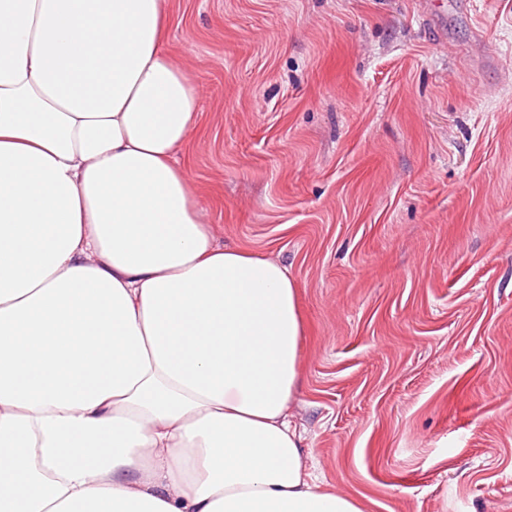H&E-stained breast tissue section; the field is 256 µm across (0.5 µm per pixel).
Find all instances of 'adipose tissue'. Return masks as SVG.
<instances>
[{
    "mask_svg": "<svg viewBox=\"0 0 512 512\" xmlns=\"http://www.w3.org/2000/svg\"><path fill=\"white\" fill-rule=\"evenodd\" d=\"M168 36L167 0H0V512H362L288 417L294 280L178 162Z\"/></svg>",
    "mask_w": 512,
    "mask_h": 512,
    "instance_id": "obj_1",
    "label": "adipose tissue"
}]
</instances>
